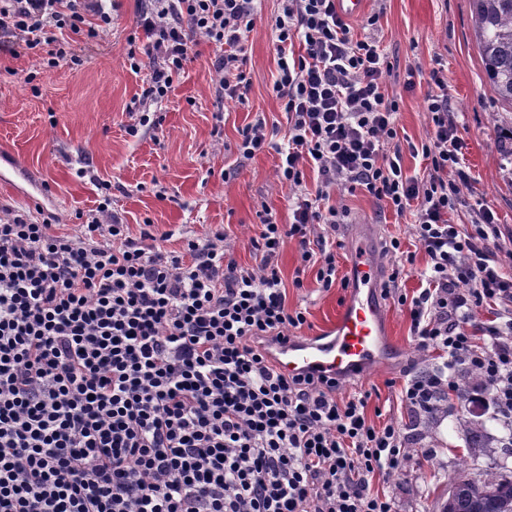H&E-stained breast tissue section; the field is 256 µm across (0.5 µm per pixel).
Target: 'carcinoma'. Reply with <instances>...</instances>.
Returning <instances> with one entry per match:
<instances>
[{"mask_svg": "<svg viewBox=\"0 0 512 512\" xmlns=\"http://www.w3.org/2000/svg\"><path fill=\"white\" fill-rule=\"evenodd\" d=\"M484 81L497 102L512 112V0H469ZM468 430V454L486 447L482 430ZM441 512H512V480L493 474L475 481L461 471L453 478Z\"/></svg>", "mask_w": 512, "mask_h": 512, "instance_id": "1", "label": "carcinoma"}]
</instances>
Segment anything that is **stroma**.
<instances>
[{"label": "stroma", "mask_w": 512, "mask_h": 512, "mask_svg": "<svg viewBox=\"0 0 512 512\" xmlns=\"http://www.w3.org/2000/svg\"><path fill=\"white\" fill-rule=\"evenodd\" d=\"M112 25L100 31L82 52L79 64L47 67L27 55L16 54L17 39L0 33V208L30 211L34 220L55 224L71 233L90 221L103 199L96 179L112 181L111 208L130 226L132 236L144 228L154 234L170 233L169 248L183 237L225 233L224 246L238 264L255 268L262 255L252 243L264 212L279 223L291 222L288 198L292 191L277 177L279 156L274 151L242 157V131L256 120L286 129L287 116L272 92L276 53L269 21L279 8L277 0H261L262 20L247 42L246 68L252 85L245 102L217 105L213 81L215 52L211 45L194 46L184 73L174 80L168 100L158 106L156 127L140 136L127 132L130 109L139 97L142 75L133 73L127 53L137 36L136 20L143 0H118ZM378 15L375 36L392 64L386 79L390 93L400 95L399 136L414 144L428 138L423 112L430 70L443 64L448 95L457 119L465 128V163L474 196L495 209L502 247L512 249V157L501 143V131L512 117L501 112L484 83L476 40L470 23L469 0H366L362 17ZM412 90H405L406 78ZM88 168L80 176L79 168ZM330 201L349 215L336 234L339 277H346L349 253L343 243L357 224L373 225V250L384 273L399 269L403 292L420 286L427 264L411 226V216L379 212L363 193L333 189ZM400 238L415 262L397 267L386 253L389 237ZM299 265L294 242H286L278 266L287 289L289 308L307 311L300 336L324 330L336 318L343 289L319 288L314 269H307L302 287L293 280ZM389 330L400 350L388 365L355 380L341 382L337 397L370 394L368 416L383 414L406 422L407 410L399 385L409 372L427 364L410 336V322L396 298L384 300ZM485 424L489 446L468 455L462 421ZM428 462L409 459L390 483L397 512H438L437 502L450 479L464 470L472 478L512 474V450L501 445L502 424L476 395L453 399L446 414L419 425Z\"/></svg>", "instance_id": "1"}]
</instances>
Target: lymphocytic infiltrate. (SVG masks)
<instances>
[{
    "instance_id": "f902f5d3",
    "label": "lymphocytic infiltrate",
    "mask_w": 512,
    "mask_h": 512,
    "mask_svg": "<svg viewBox=\"0 0 512 512\" xmlns=\"http://www.w3.org/2000/svg\"><path fill=\"white\" fill-rule=\"evenodd\" d=\"M257 2L146 0L130 67L149 77L129 135L202 40L222 49L218 99L243 100ZM279 2L272 90L288 131L274 142L259 121L239 145L247 159L274 149L278 179L294 190L291 223L261 220L260 267L227 257L219 233L178 250L165 233L132 237L105 201L75 234L23 215L0 220V512H396L372 482L397 475L420 419L463 373L476 374L494 414L512 418V265L494 209L464 196L467 143L443 67L431 69L424 99L427 173L409 175L379 40L355 34L336 0ZM90 15L98 28L86 27ZM111 22L112 0H0V32L53 68L75 61L73 40ZM296 42L302 53L290 51ZM307 165L312 195L301 190ZM336 187L412 215L428 257L418 294L397 297L417 348L433 355L402 383L404 425L370 423L368 393L337 398L336 381L286 377L269 356L270 342L307 321L286 302L285 240L299 251L295 286L310 267L323 288L338 278L330 233L347 211L328 203ZM461 209L469 225L449 222Z\"/></svg>"
}]
</instances>
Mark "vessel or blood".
I'll return each mask as SVG.
<instances>
[{"label": "vessel or blood", "mask_w": 512, "mask_h": 512, "mask_svg": "<svg viewBox=\"0 0 512 512\" xmlns=\"http://www.w3.org/2000/svg\"><path fill=\"white\" fill-rule=\"evenodd\" d=\"M370 234L369 228L361 226L348 239L350 276L335 323L319 338L292 337L277 344V366L282 373L342 380L386 363L393 342L378 294L382 267L371 252Z\"/></svg>", "instance_id": "b4317fda"}]
</instances>
